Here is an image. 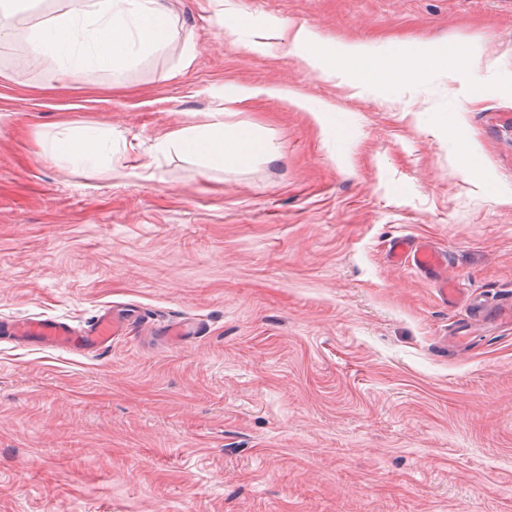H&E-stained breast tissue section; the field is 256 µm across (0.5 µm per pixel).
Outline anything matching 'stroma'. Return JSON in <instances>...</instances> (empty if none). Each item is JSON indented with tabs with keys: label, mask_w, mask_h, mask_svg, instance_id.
<instances>
[{
	"label": "stroma",
	"mask_w": 512,
	"mask_h": 512,
	"mask_svg": "<svg viewBox=\"0 0 512 512\" xmlns=\"http://www.w3.org/2000/svg\"><path fill=\"white\" fill-rule=\"evenodd\" d=\"M165 5L176 38L118 75L29 55L68 0H23L0 43V321L206 326L94 356L0 341V512H512V329L456 347L464 309L386 255L428 240L449 279L512 298V0ZM299 24L475 61L362 89L304 61ZM219 111L267 152L155 153ZM85 126L112 139L96 171L44 155ZM200 323L194 320L178 321L174 324L164 325L160 332L165 337L166 342L183 343L186 336H192L201 332Z\"/></svg>",
	"instance_id": "35a3bbf8"
}]
</instances>
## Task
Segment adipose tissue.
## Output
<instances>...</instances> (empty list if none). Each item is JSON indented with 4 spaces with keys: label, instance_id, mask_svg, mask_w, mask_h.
I'll return each mask as SVG.
<instances>
[{
    "label": "adipose tissue",
    "instance_id": "obj_1",
    "mask_svg": "<svg viewBox=\"0 0 512 512\" xmlns=\"http://www.w3.org/2000/svg\"><path fill=\"white\" fill-rule=\"evenodd\" d=\"M98 32L96 49L80 59V66H97L120 71L136 54H150L168 45L175 36L170 12L160 0H76L75 7L34 26L29 44L34 55L60 52L78 37L77 23ZM291 43L303 53L304 60L328 75H336L344 64H351L359 85H380L395 76L409 80L424 79L432 67L447 66L444 58L428 51L395 49L379 53L365 45L331 47L319 35L303 25L293 27ZM108 139L98 128L87 127L80 133H64L49 145L48 153L76 168L98 165ZM156 153L172 151L197 158L207 168L221 169L226 164L244 165L263 151V144L242 127L225 128L222 113L212 115L209 123L169 133L156 140Z\"/></svg>",
    "mask_w": 512,
    "mask_h": 512
}]
</instances>
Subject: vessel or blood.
Wrapping results in <instances>:
<instances>
[{
    "mask_svg": "<svg viewBox=\"0 0 512 512\" xmlns=\"http://www.w3.org/2000/svg\"><path fill=\"white\" fill-rule=\"evenodd\" d=\"M388 260L396 265L411 268L432 276L441 297L450 302L466 301L471 313L469 324L460 326L455 340L460 345L471 343L472 324H512V304L493 306L486 300L470 297L461 298L458 288L449 280L446 270L448 257L425 240L405 235L396 238L387 250ZM141 315L132 310L116 315L111 309H104L88 325L73 326L56 318L33 316L12 321L6 331L13 341L35 344L41 347H57L72 352L94 354L105 351L118 341L141 327ZM197 321L183 320L164 325L162 336L167 342L181 343L186 337L199 332Z\"/></svg>",
    "mask_w": 512,
    "mask_h": 512,
    "instance_id": "b4317fda",
    "label": "vessel or blood"
}]
</instances>
